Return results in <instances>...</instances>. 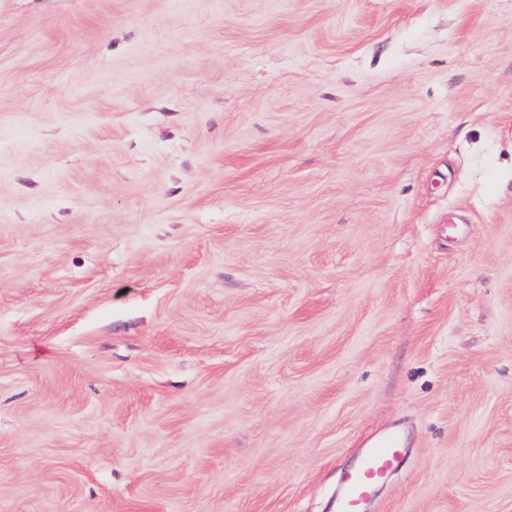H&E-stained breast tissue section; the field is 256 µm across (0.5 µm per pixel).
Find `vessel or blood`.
<instances>
[{
	"label": "vessel or blood",
	"mask_w": 512,
	"mask_h": 512,
	"mask_svg": "<svg viewBox=\"0 0 512 512\" xmlns=\"http://www.w3.org/2000/svg\"><path fill=\"white\" fill-rule=\"evenodd\" d=\"M402 454L396 432L388 431L368 441L360 463L345 477L336 512H363L374 487L398 467Z\"/></svg>",
	"instance_id": "1"
}]
</instances>
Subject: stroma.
<instances>
[{
  "mask_svg": "<svg viewBox=\"0 0 512 512\" xmlns=\"http://www.w3.org/2000/svg\"><path fill=\"white\" fill-rule=\"evenodd\" d=\"M512 512V0H0V512ZM403 448L395 431L385 432L367 442L358 466L345 477L342 496L336 512H364V503L374 487L386 479L401 462Z\"/></svg>",
  "mask_w": 512,
  "mask_h": 512,
  "instance_id": "stroma-1",
  "label": "stroma"
}]
</instances>
